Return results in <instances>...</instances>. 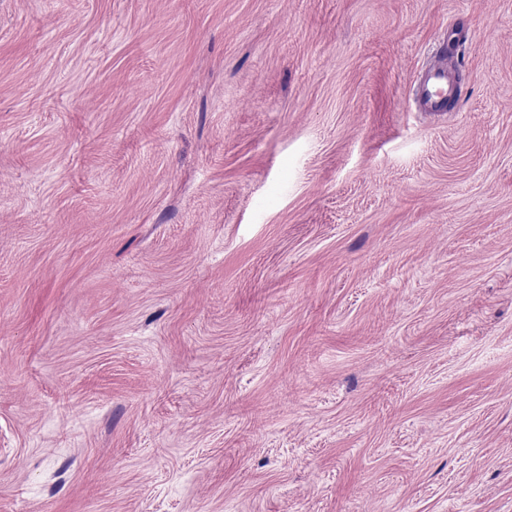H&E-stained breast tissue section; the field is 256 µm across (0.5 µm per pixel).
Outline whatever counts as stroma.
<instances>
[{
	"label": "stroma",
	"mask_w": 512,
	"mask_h": 512,
	"mask_svg": "<svg viewBox=\"0 0 512 512\" xmlns=\"http://www.w3.org/2000/svg\"><path fill=\"white\" fill-rule=\"evenodd\" d=\"M0 512H512V0H0ZM460 85L441 64L440 57L431 60L420 84V101L426 112H437L454 99L461 97Z\"/></svg>",
	"instance_id": "1"
}]
</instances>
